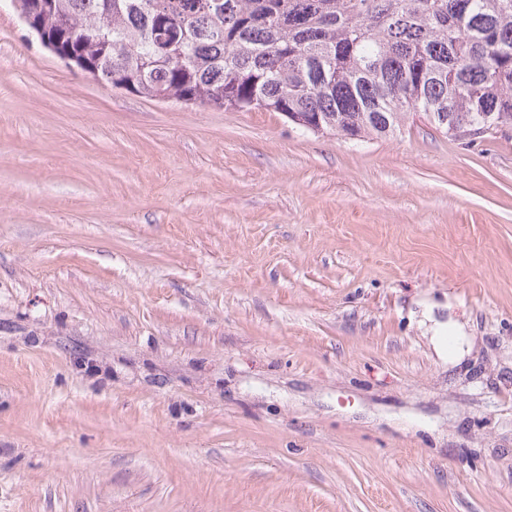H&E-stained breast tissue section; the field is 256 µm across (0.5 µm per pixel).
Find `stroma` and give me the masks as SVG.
<instances>
[{"instance_id": "1", "label": "stroma", "mask_w": 512, "mask_h": 512, "mask_svg": "<svg viewBox=\"0 0 512 512\" xmlns=\"http://www.w3.org/2000/svg\"><path fill=\"white\" fill-rule=\"evenodd\" d=\"M0 512H512V130L139 97L0 0ZM445 324L437 323L430 340L436 353L447 360L448 365L460 363L469 353V343L462 326L448 327V341L444 336Z\"/></svg>"}]
</instances>
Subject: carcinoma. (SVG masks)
<instances>
[{"label": "carcinoma", "instance_id": "carcinoma-1", "mask_svg": "<svg viewBox=\"0 0 512 512\" xmlns=\"http://www.w3.org/2000/svg\"><path fill=\"white\" fill-rule=\"evenodd\" d=\"M78 72L152 100L279 112L315 134L512 129V0H15Z\"/></svg>", "mask_w": 512, "mask_h": 512}]
</instances>
